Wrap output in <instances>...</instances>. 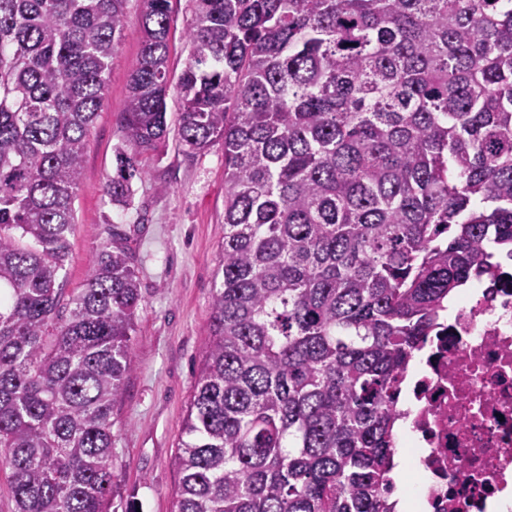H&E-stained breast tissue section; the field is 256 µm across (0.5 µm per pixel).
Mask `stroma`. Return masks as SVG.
I'll return each instance as SVG.
<instances>
[{
  "instance_id": "1",
  "label": "stroma",
  "mask_w": 512,
  "mask_h": 512,
  "mask_svg": "<svg viewBox=\"0 0 512 512\" xmlns=\"http://www.w3.org/2000/svg\"><path fill=\"white\" fill-rule=\"evenodd\" d=\"M169 68L179 77L188 55L192 0H171ZM140 0H128L127 28L112 60L106 100L85 150L70 237L66 292L83 288L100 246L117 239L139 272L135 370L114 407L117 491L109 512L137 502L141 512H174L176 458L210 332L211 303L224 233V150L187 153L176 136L139 159L130 207L112 206L105 182L123 146L122 110L140 48Z\"/></svg>"
}]
</instances>
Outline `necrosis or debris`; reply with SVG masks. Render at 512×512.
Returning a JSON list of instances; mask_svg holds the SVG:
<instances>
[{"instance_id": "1", "label": "necrosis or debris", "mask_w": 512, "mask_h": 512, "mask_svg": "<svg viewBox=\"0 0 512 512\" xmlns=\"http://www.w3.org/2000/svg\"><path fill=\"white\" fill-rule=\"evenodd\" d=\"M425 349L398 442L428 477L412 512H489L512 486V262L461 296Z\"/></svg>"}]
</instances>
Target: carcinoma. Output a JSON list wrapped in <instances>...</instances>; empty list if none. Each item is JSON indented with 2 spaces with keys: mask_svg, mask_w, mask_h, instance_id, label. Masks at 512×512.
<instances>
[{
  "mask_svg": "<svg viewBox=\"0 0 512 512\" xmlns=\"http://www.w3.org/2000/svg\"><path fill=\"white\" fill-rule=\"evenodd\" d=\"M128 0H0V464L15 512H108L114 405L143 301L102 245L64 299L85 148ZM105 184L126 207L170 132L224 147V236L175 512H396L410 361L512 254V0H171ZM172 21L169 34V68L172 84L184 68L188 55L186 32L192 18L194 4L190 0H171Z\"/></svg>",
  "mask_w": 512,
  "mask_h": 512,
  "instance_id": "carcinoma-1",
  "label": "carcinoma"
}]
</instances>
